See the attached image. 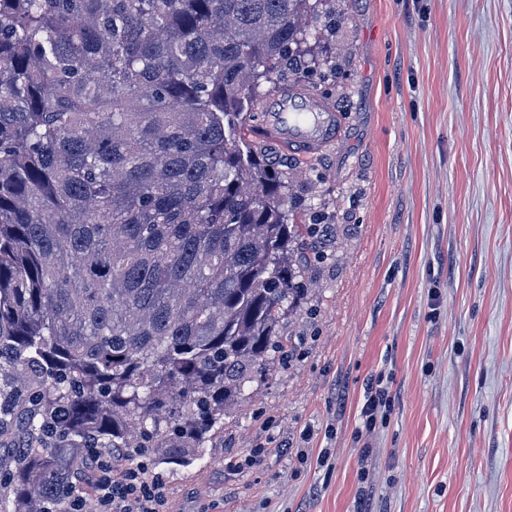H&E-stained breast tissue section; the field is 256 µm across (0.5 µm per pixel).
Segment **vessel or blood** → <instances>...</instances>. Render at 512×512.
I'll return each instance as SVG.
<instances>
[{
	"label": "vessel or blood",
	"instance_id": "b4317fda",
	"mask_svg": "<svg viewBox=\"0 0 512 512\" xmlns=\"http://www.w3.org/2000/svg\"><path fill=\"white\" fill-rule=\"evenodd\" d=\"M262 129L292 152L312 156L334 141L338 116L329 104L300 90H280L263 107Z\"/></svg>",
	"mask_w": 512,
	"mask_h": 512
}]
</instances>
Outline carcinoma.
Returning a JSON list of instances; mask_svg holds the SVG:
<instances>
[{"instance_id": "carcinoma-1", "label": "carcinoma", "mask_w": 512, "mask_h": 512, "mask_svg": "<svg viewBox=\"0 0 512 512\" xmlns=\"http://www.w3.org/2000/svg\"><path fill=\"white\" fill-rule=\"evenodd\" d=\"M329 0H0V512L182 465L286 355L304 224L247 120Z\"/></svg>"}]
</instances>
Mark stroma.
<instances>
[{"instance_id": "stroma-1", "label": "stroma", "mask_w": 512, "mask_h": 512, "mask_svg": "<svg viewBox=\"0 0 512 512\" xmlns=\"http://www.w3.org/2000/svg\"><path fill=\"white\" fill-rule=\"evenodd\" d=\"M319 53L336 140L251 133L318 226L295 351L151 472L168 512H512V0H336ZM381 382L382 380L378 379L375 386L371 382L366 391L368 394L361 410V418L366 431L375 429L379 409L387 405L389 392L380 386Z\"/></svg>"}]
</instances>
